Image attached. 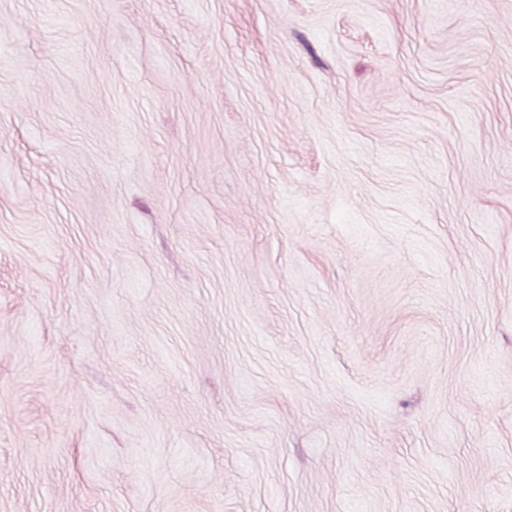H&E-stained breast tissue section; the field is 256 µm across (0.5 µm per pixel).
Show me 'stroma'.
<instances>
[{
  "label": "stroma",
  "instance_id": "stroma-1",
  "mask_svg": "<svg viewBox=\"0 0 512 512\" xmlns=\"http://www.w3.org/2000/svg\"><path fill=\"white\" fill-rule=\"evenodd\" d=\"M0 512H512V0H0Z\"/></svg>",
  "mask_w": 512,
  "mask_h": 512
}]
</instances>
